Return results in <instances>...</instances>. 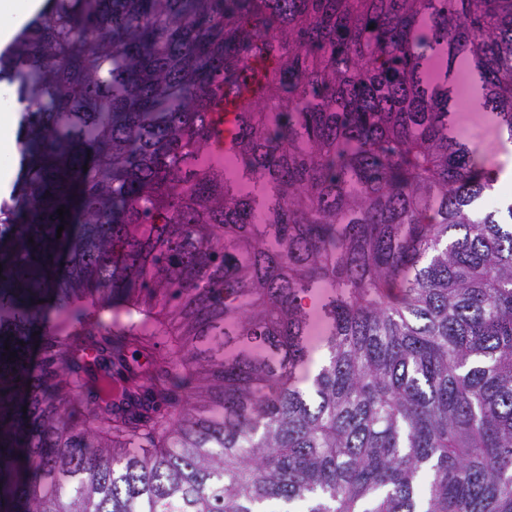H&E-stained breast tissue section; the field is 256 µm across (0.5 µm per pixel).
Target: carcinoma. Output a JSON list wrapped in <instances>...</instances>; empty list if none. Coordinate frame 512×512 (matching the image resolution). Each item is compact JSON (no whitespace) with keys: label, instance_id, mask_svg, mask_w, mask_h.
Returning a JSON list of instances; mask_svg holds the SVG:
<instances>
[{"label":"carcinoma","instance_id":"cac0c4a2","mask_svg":"<svg viewBox=\"0 0 512 512\" xmlns=\"http://www.w3.org/2000/svg\"><path fill=\"white\" fill-rule=\"evenodd\" d=\"M458 62L511 142L512 0H47L0 51V512H512V223ZM258 69L234 181L213 106ZM462 79V80H461ZM456 87L455 101L453 105L454 126L464 139L480 148L482 153L491 162H499L502 154L512 155V144L507 152L503 151L496 139L493 124L490 120V112H470L465 101H461V91L468 84H472L466 77H462ZM19 105L11 103L9 112H2L0 119V191L6 190L12 179V163L16 155V130ZM321 330L317 327L310 336V346L313 348L312 359L308 362L306 368L299 374L300 386L305 387L309 384L307 378L311 379L320 368L325 359V349L321 346Z\"/></svg>","mask_w":512,"mask_h":512}]
</instances>
